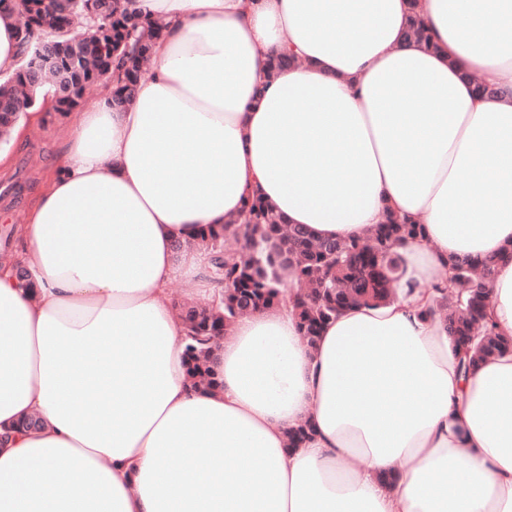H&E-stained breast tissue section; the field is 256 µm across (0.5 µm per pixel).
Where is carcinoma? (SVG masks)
<instances>
[{
    "label": "carcinoma",
    "instance_id": "carcinoma-1",
    "mask_svg": "<svg viewBox=\"0 0 512 512\" xmlns=\"http://www.w3.org/2000/svg\"><path fill=\"white\" fill-rule=\"evenodd\" d=\"M97 0H23V19L18 27L24 50L21 68L0 86V139L8 141L22 113L45 85L53 89L56 111L70 110L85 90L99 81L106 68L116 75L113 105L130 102L152 47L163 25L124 10L121 0H110L106 14L95 13ZM86 25L79 48L84 58L72 65L76 48L71 45L75 20ZM430 34L410 0L403 42L428 41ZM418 225L388 214L364 240L340 242L319 239L302 225H286L276 210L259 197H250L240 224L209 229L201 235L211 255L213 272L224 284V296L214 304L181 307L185 324L183 355L188 378L203 387L217 385L210 354L215 340L243 315L277 304L281 272L296 283L295 318L306 345L315 347L324 325L344 308L386 302L394 297L392 284L402 275L401 259L390 252L398 240L413 238ZM243 239L242 253L232 257L224 250L228 239ZM500 257L473 261L450 260V286L435 288L436 312L455 339L464 372L483 360L512 347L486 318L489 283ZM311 433L304 422L288 430V447H301Z\"/></svg>",
    "mask_w": 512,
    "mask_h": 512
}]
</instances>
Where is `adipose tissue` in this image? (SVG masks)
Wrapping results in <instances>:
<instances>
[{"label":"adipose tissue","instance_id":"1","mask_svg":"<svg viewBox=\"0 0 512 512\" xmlns=\"http://www.w3.org/2000/svg\"><path fill=\"white\" fill-rule=\"evenodd\" d=\"M122 2L163 25L136 98L106 81L68 124L18 255L32 287L0 266V429L44 422L0 448V512H512V350L462 377L432 313L449 259L512 246V0H418L434 50L402 44L408 0ZM252 195L319 238L388 210L420 233L395 298L313 349L283 278L195 388L168 286L221 293L194 241ZM490 287L512 336V260Z\"/></svg>","mask_w":512,"mask_h":512}]
</instances>
